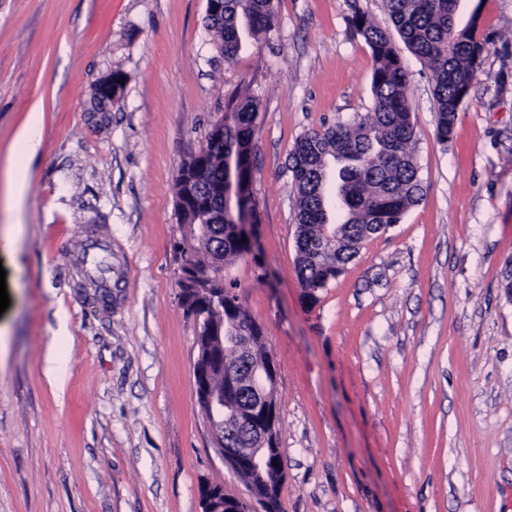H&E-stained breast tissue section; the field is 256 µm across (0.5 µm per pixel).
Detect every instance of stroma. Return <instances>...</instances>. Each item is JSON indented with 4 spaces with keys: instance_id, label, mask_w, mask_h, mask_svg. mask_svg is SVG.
<instances>
[{
    "instance_id": "obj_1",
    "label": "stroma",
    "mask_w": 512,
    "mask_h": 512,
    "mask_svg": "<svg viewBox=\"0 0 512 512\" xmlns=\"http://www.w3.org/2000/svg\"><path fill=\"white\" fill-rule=\"evenodd\" d=\"M225 62L206 0H0V179L31 110L23 231L0 189V512H201L247 489L213 450L174 246L175 176L233 95L259 102L252 254L222 275L277 368L281 512H512V0H461L484 54L451 138L409 50L421 199L372 235L316 303L296 275L288 158L305 132L372 106L352 23L382 0H274ZM120 72V99L86 102ZM108 240L112 303L80 262Z\"/></svg>"
}]
</instances>
